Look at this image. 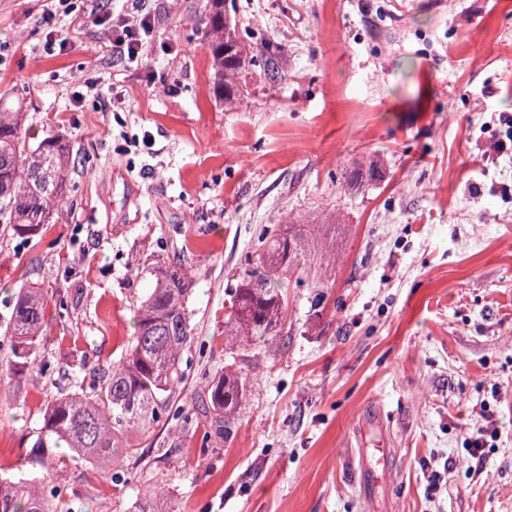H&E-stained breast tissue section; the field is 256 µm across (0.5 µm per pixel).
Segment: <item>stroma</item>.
I'll list each match as a JSON object with an SVG mask.
<instances>
[{
    "label": "stroma",
    "instance_id": "35a3bbf8",
    "mask_svg": "<svg viewBox=\"0 0 512 512\" xmlns=\"http://www.w3.org/2000/svg\"><path fill=\"white\" fill-rule=\"evenodd\" d=\"M204 5L149 0L137 62L112 53L124 0H0V97L73 159L56 223L0 231V363L19 289L68 305L50 371L0 390V477L64 471L62 512L158 487L168 512H512V154L492 150L512 0H235L255 62L231 107ZM332 214L321 289L290 276L280 336L225 344L263 233L334 236ZM146 255L190 272L193 333L169 421L116 483L37 441L44 405L121 357ZM228 366L247 390L224 436L192 410Z\"/></svg>",
    "mask_w": 512,
    "mask_h": 512
}]
</instances>
